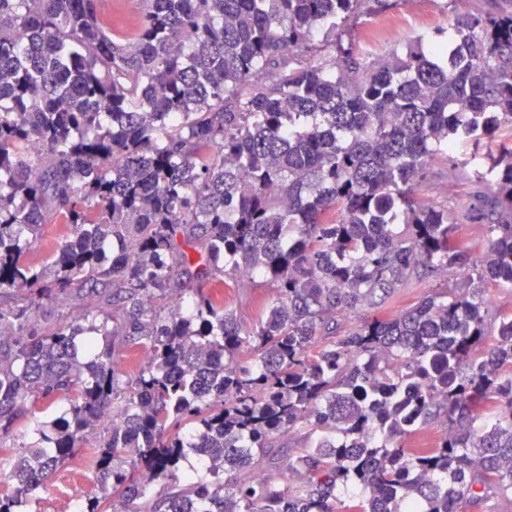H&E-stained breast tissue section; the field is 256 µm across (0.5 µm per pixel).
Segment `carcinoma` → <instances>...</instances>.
Masks as SVG:
<instances>
[{
	"label": "carcinoma",
	"mask_w": 512,
	"mask_h": 512,
	"mask_svg": "<svg viewBox=\"0 0 512 512\" xmlns=\"http://www.w3.org/2000/svg\"><path fill=\"white\" fill-rule=\"evenodd\" d=\"M369 2L147 0L123 45L96 0H0V443L36 437L0 512L98 429L102 495L79 512L512 505V313L481 288L512 287V138L473 172L465 213L419 196L458 143L512 131V11L369 59L336 40ZM320 31L334 57L266 77ZM479 219L480 263L463 237ZM59 220L71 238L31 265ZM243 269L277 294L252 327L221 291ZM455 269L468 291L400 305ZM84 298L97 307L38 324ZM366 308L350 329L329 318ZM85 333L106 344L81 359ZM117 346L147 365L127 372ZM60 400L48 432L36 405ZM436 422L430 447H408ZM69 234L64 224H42L37 242L27 253L28 261L37 267L49 264L50 257L57 253L61 241Z\"/></svg>",
	"instance_id": "cac0c4a2"
}]
</instances>
